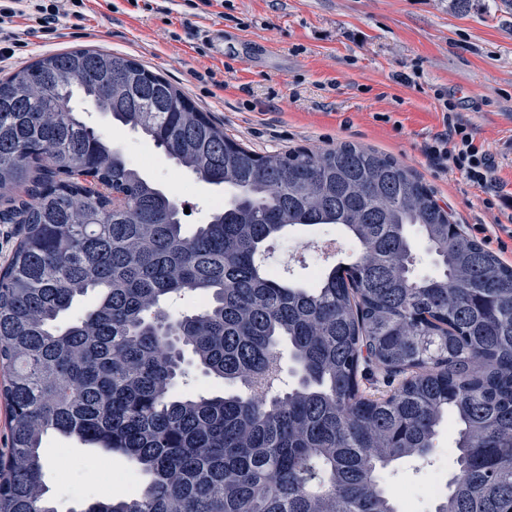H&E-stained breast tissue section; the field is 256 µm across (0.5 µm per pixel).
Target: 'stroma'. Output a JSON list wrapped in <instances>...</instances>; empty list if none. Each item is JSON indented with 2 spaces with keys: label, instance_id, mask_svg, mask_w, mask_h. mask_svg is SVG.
I'll use <instances>...</instances> for the list:
<instances>
[{
  "label": "stroma",
  "instance_id": "stroma-1",
  "mask_svg": "<svg viewBox=\"0 0 512 512\" xmlns=\"http://www.w3.org/2000/svg\"><path fill=\"white\" fill-rule=\"evenodd\" d=\"M90 0L83 20L60 19L55 33L28 38L13 61L90 47L134 58L164 74L193 104L221 123L225 134L260 154L322 149L354 142L392 156L413 170L454 223L512 266L506 215L487 208L483 193L458 171H438L422 153L442 128V99L459 103L465 119L494 160V178L512 192V0H477L462 13L452 0ZM235 32L216 53L217 30ZM211 67L223 88L197 80ZM73 106L108 137L141 175L186 208V230L206 223L230 196L168 159L140 130L113 124L90 101ZM303 236L274 241L270 262L288 277H311L310 259L297 253ZM456 433L441 426L432 462L407 458L384 470L385 479L416 496L417 512H433L421 485L434 468L455 470ZM43 452L69 454L68 470L48 468L45 483L59 512L97 498L108 476L136 471L134 462L58 436Z\"/></svg>",
  "mask_w": 512,
  "mask_h": 512
}]
</instances>
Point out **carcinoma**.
Listing matches in <instances>:
<instances>
[{"label": "carcinoma", "mask_w": 512, "mask_h": 512, "mask_svg": "<svg viewBox=\"0 0 512 512\" xmlns=\"http://www.w3.org/2000/svg\"><path fill=\"white\" fill-rule=\"evenodd\" d=\"M77 91L229 202L186 232L177 201L74 111ZM0 200L17 226L0 269V512H58L50 435L145 477L70 512H400L381 471L430 458L448 417L456 470L434 512H512V267L449 233L394 158L350 142L260 155L162 75L78 49L0 78ZM318 225L355 244L353 263L301 283L265 262L288 228ZM418 240L440 275H413ZM188 294L201 306L172 318ZM187 352L221 390H177Z\"/></svg>", "instance_id": "obj_1"}]
</instances>
